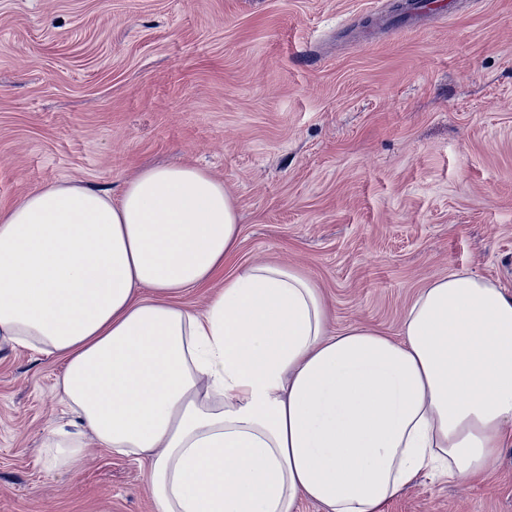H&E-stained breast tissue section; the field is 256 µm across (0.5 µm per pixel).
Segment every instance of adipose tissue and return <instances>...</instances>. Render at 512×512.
Instances as JSON below:
<instances>
[{"label":"adipose tissue","mask_w":512,"mask_h":512,"mask_svg":"<svg viewBox=\"0 0 512 512\" xmlns=\"http://www.w3.org/2000/svg\"><path fill=\"white\" fill-rule=\"evenodd\" d=\"M239 214L194 165L118 196L61 181L0 208V341L63 359L75 432L147 464L156 512H384L424 471L474 482L512 445V293L430 280L398 336L334 329L301 269L225 274ZM223 278L204 311L188 289Z\"/></svg>","instance_id":"adipose-tissue-1"}]
</instances>
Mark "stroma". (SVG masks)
Wrapping results in <instances>:
<instances>
[{"instance_id": "stroma-1", "label": "stroma", "mask_w": 512, "mask_h": 512, "mask_svg": "<svg viewBox=\"0 0 512 512\" xmlns=\"http://www.w3.org/2000/svg\"><path fill=\"white\" fill-rule=\"evenodd\" d=\"M396 2L0 0V207L193 164L235 198L232 266L303 269L335 326L397 335L453 271L512 291V0L415 21ZM63 370L0 345V512H154L135 457L49 465ZM385 512H512V447L483 482L422 474Z\"/></svg>"}]
</instances>
